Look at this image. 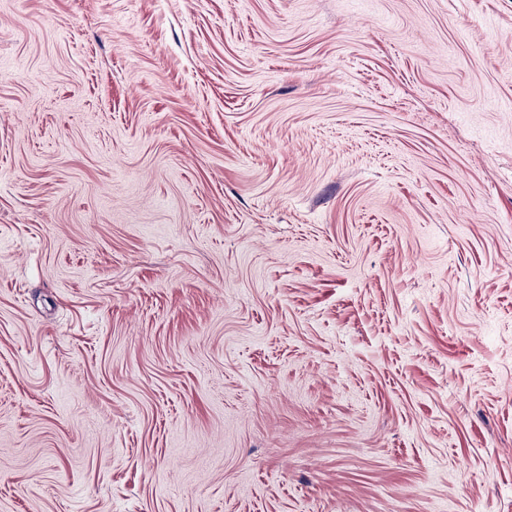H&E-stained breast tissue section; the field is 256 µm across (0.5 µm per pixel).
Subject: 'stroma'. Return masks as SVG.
Listing matches in <instances>:
<instances>
[{
    "label": "stroma",
    "instance_id": "obj_1",
    "mask_svg": "<svg viewBox=\"0 0 512 512\" xmlns=\"http://www.w3.org/2000/svg\"><path fill=\"white\" fill-rule=\"evenodd\" d=\"M0 512H512V0H0Z\"/></svg>",
    "mask_w": 512,
    "mask_h": 512
}]
</instances>
